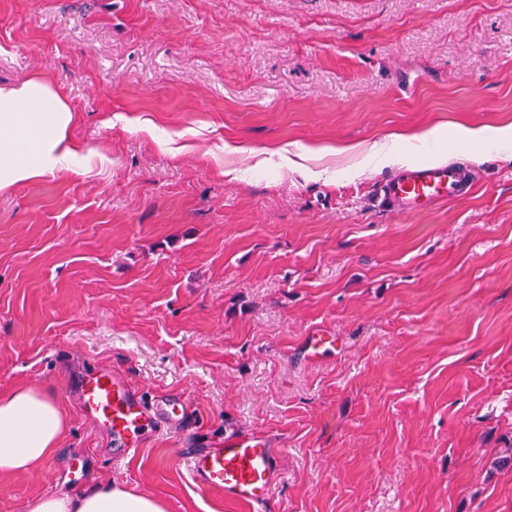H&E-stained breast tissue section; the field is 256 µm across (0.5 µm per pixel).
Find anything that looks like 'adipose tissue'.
<instances>
[{"instance_id":"adipose-tissue-1","label":"adipose tissue","mask_w":512,"mask_h":512,"mask_svg":"<svg viewBox=\"0 0 512 512\" xmlns=\"http://www.w3.org/2000/svg\"><path fill=\"white\" fill-rule=\"evenodd\" d=\"M74 121L67 98L42 75L0 87V190L57 173H86L93 153L72 137ZM66 435V412L50 392L29 386L0 394V476L40 470ZM29 512H165V507L112 481L75 495L38 497Z\"/></svg>"}]
</instances>
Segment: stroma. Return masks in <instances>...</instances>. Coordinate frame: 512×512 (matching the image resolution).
<instances>
[{
	"instance_id": "1",
	"label": "stroma",
	"mask_w": 512,
	"mask_h": 512,
	"mask_svg": "<svg viewBox=\"0 0 512 512\" xmlns=\"http://www.w3.org/2000/svg\"><path fill=\"white\" fill-rule=\"evenodd\" d=\"M34 74L96 158L0 191V393L42 387L69 417L40 472L0 479V512L111 481L251 512L184 457L227 435L273 448V512H512V156L453 134L512 124V0H0V85ZM401 132L471 190L375 208L391 166L344 148ZM317 145L341 152L278 153ZM102 364L144 400L184 392L191 432L113 456L72 393Z\"/></svg>"
}]
</instances>
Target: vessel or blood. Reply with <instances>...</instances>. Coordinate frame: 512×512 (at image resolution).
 I'll return each instance as SVG.
<instances>
[{
    "mask_svg": "<svg viewBox=\"0 0 512 512\" xmlns=\"http://www.w3.org/2000/svg\"><path fill=\"white\" fill-rule=\"evenodd\" d=\"M470 185L467 168L457 164L406 167L377 184L381 207L401 216L426 212L461 196ZM79 404L112 438L117 449L134 447L145 432L181 426L188 417L182 393H168L147 403L131 388L125 374L112 366L97 367L83 377ZM277 459L267 441L244 435L225 436L216 448H192L188 466L193 480L223 492L226 499L265 512L274 500Z\"/></svg>",
    "mask_w": 512,
    "mask_h": 512,
    "instance_id": "vessel-or-blood-1",
    "label": "vessel or blood"
}]
</instances>
